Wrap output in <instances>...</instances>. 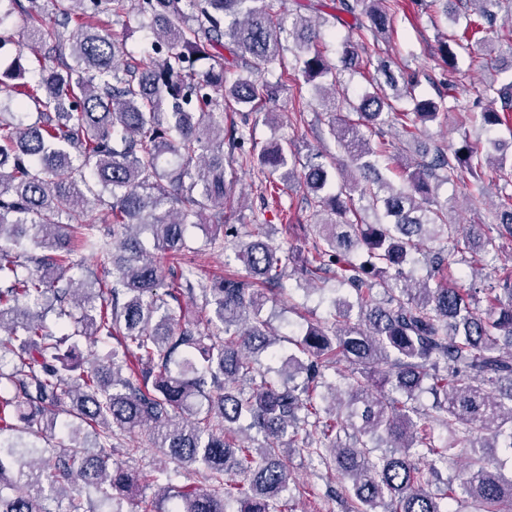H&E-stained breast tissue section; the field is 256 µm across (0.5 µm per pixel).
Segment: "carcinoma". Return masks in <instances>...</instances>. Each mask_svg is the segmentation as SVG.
<instances>
[{"label": "carcinoma", "mask_w": 512, "mask_h": 512, "mask_svg": "<svg viewBox=\"0 0 512 512\" xmlns=\"http://www.w3.org/2000/svg\"><path fill=\"white\" fill-rule=\"evenodd\" d=\"M28 2L0 9V49L14 42L4 22L17 12L53 66L27 68L20 56L0 71L10 108L0 111V387L11 391L0 395V512H122L143 482L159 487L144 512H289L280 443L308 427L316 438L306 451L338 473L349 512H455L460 495L479 512L512 505V477L483 452L512 453V267L474 288L438 279L453 262L471 268L498 256L512 239V156L500 140L464 133L424 152L395 188L366 134L397 123L413 138L459 102L416 94L415 74H389L351 105L357 121H329L352 169L319 152L302 163L286 139L258 148L245 118L224 127L231 103L254 112L276 95L280 81L269 76L285 44L317 88L335 71L316 26L276 0H53L49 25L39 0ZM465 3L480 18L466 29L492 32L501 0ZM397 7L339 0L340 11L370 22L340 44L345 69L360 66L364 31H390ZM129 13L151 35V53L136 62L102 23ZM467 41L444 36L448 69ZM483 95L491 107L459 119L489 133L512 111V80H490ZM226 147L241 168L303 183L313 251L287 254L269 244L267 225L232 223L224 200L237 179L224 169ZM487 166L503 181L495 236L449 221L437 194L444 183L482 180ZM89 194L110 198L92 218ZM369 210L371 224L360 217ZM189 224L214 225L210 247L234 239L242 271L204 280L182 260ZM78 250L103 273L83 290L70 275ZM289 261L306 280L336 267L347 294L331 300L330 317L306 324L274 380L257 369L262 353L278 358L263 288L284 290ZM421 262L427 274L414 288ZM198 297L196 319L176 317L172 303ZM82 338L112 348L85 368L76 361ZM62 416L91 428L94 443L48 455L24 439L44 438ZM137 430L156 432L167 460L202 467L206 487L174 484L165 465L149 475L112 465L118 433ZM239 431L263 443L249 446ZM465 442L467 462L446 491L432 492Z\"/></svg>", "instance_id": "cac0c4a2"}]
</instances>
